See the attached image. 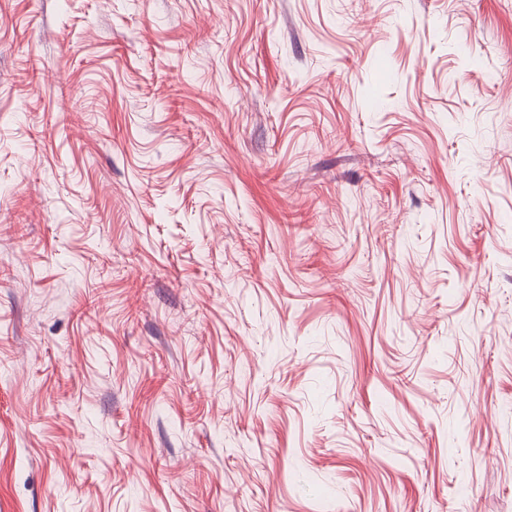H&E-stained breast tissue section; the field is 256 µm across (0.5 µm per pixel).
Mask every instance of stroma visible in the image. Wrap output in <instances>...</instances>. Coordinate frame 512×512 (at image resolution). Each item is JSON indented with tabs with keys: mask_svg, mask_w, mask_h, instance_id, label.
Here are the masks:
<instances>
[{
	"mask_svg": "<svg viewBox=\"0 0 512 512\" xmlns=\"http://www.w3.org/2000/svg\"><path fill=\"white\" fill-rule=\"evenodd\" d=\"M0 512H512V0H0Z\"/></svg>",
	"mask_w": 512,
	"mask_h": 512,
	"instance_id": "obj_1",
	"label": "stroma"
}]
</instances>
